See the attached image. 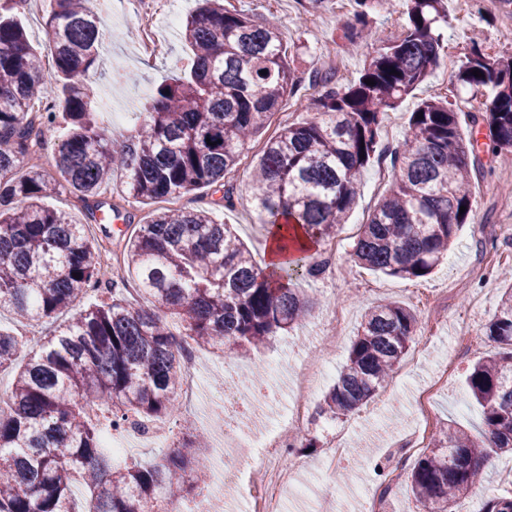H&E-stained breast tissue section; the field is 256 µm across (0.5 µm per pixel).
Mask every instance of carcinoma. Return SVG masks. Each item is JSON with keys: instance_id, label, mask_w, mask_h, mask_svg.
<instances>
[{"instance_id": "1", "label": "carcinoma", "mask_w": 512, "mask_h": 512, "mask_svg": "<svg viewBox=\"0 0 512 512\" xmlns=\"http://www.w3.org/2000/svg\"><path fill=\"white\" fill-rule=\"evenodd\" d=\"M350 2V39L376 38L370 13L389 10L391 0ZM23 4L0 0V312L48 328L35 347L0 329V370L13 372L0 406V512H76L77 483L91 493L94 512H168L196 490L191 475L207 459L188 449L205 447V436L195 431L153 462L123 466L112 465L104 445L106 433L125 425L180 421L186 367L167 318L198 347L246 356L305 320L309 302L291 282L318 271L302 252L268 274L230 225L214 219L213 207L233 205L225 177L244 146L287 99L315 113L268 137L251 176L260 223L283 225L289 249L299 247L297 224L316 242L335 235L354 211L358 175L375 156L390 158L391 187L360 225L352 257L387 276L425 278L473 211L472 180L486 172L481 153L493 163L512 157V57L474 41L453 75L478 101L472 124L485 129V150L461 132L459 108L442 97L411 112L402 142L386 155L379 138L388 112L439 64L446 0H406L401 36L380 41L346 84L291 69L275 23L224 0H198L184 28L190 66L154 89L136 129L117 140L93 88L98 48L114 34L92 0H54L46 19L61 82V97L49 103L41 97V55L16 14ZM59 117L66 132L56 143V175L24 167ZM116 178L137 201L224 188L221 200L161 210L128 236L125 266L149 305L131 301L126 279L102 267L84 225L45 205L60 187L88 202ZM417 324L399 302L368 308L317 414L336 418L372 399L404 360ZM485 336L490 351L465 377L482 427L473 435L446 426L433 436L409 476L421 512H456L492 456L512 450V287ZM483 512H512V496L491 497Z\"/></svg>"}]
</instances>
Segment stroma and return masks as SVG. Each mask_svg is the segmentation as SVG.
<instances>
[{"mask_svg":"<svg viewBox=\"0 0 512 512\" xmlns=\"http://www.w3.org/2000/svg\"><path fill=\"white\" fill-rule=\"evenodd\" d=\"M225 4L256 18L275 15L281 25L282 42L290 49L288 61L302 73L318 68L334 72L339 81H348L359 74L378 47L370 39L350 44L346 29L348 0H225ZM448 14V24L442 29L441 64L401 102L396 112L390 113L380 136L382 149H391L402 140L411 112L431 97L458 96L460 124L469 125L471 92L452 85L451 79L472 38H479L488 53L512 57V0H449ZM103 20L117 36L100 53L96 93L107 110L120 111L122 120L112 127L114 135L119 136L133 129L150 91L171 75L175 62L187 61L190 49L180 27L167 25L163 14L153 13L149 0H117ZM144 22L150 23L160 40L152 56L141 52L139 26ZM261 146L257 140L243 150L236 171L235 205L216 208L215 217L233 225L257 264L263 266L269 261V236L266 226L257 219L249 193V173ZM379 168V161H372L360 176L355 211L349 224L336 231L342 241L340 251L328 256L324 241L311 251L315 260H328L329 265L317 275L297 282L311 300L303 325L273 337L248 358L230 351L204 354L212 364L205 377L210 389L221 388L225 371L240 366L244 369L242 381L258 377L277 390L275 406L280 409L288 400L282 382L302 360L327 363L336 372L342 369L369 306L397 301L417 313L419 323L413 341L425 343V350L408 352L404 362L410 365V372H395L386 388L367 406L331 420L314 413L325 388L308 395L313 413L301 434L316 439L317 445L297 455L306 465L302 473L304 495L285 497L286 512H361L362 498L381 492L377 468L397 459L403 473H410L416 459L399 458L395 442L416 425L414 398L443 365H450L451 370L447 387L434 399L433 429L455 424L475 433L481 427V410L466 396L465 371L490 350L484 330L500 303L504 282L498 273L512 268V165L496 166L493 173L485 174L477 183L473 215L459 229L447 258L429 277L413 281L369 271L356 265L351 257L357 224L366 219L390 187L389 180H377ZM103 199L119 204L125 223L100 225L67 193L48 198L47 203L88 225L90 235L116 260L123 257L129 226L145 223L158 210L188 203L184 197L139 202L118 195L112 188L105 190ZM335 305L347 307L349 317L341 340L332 342L320 337L319 328L326 311ZM463 333L478 342L477 350L455 353L454 338ZM337 435L342 436L347 453L335 470H322L320 464Z\"/></svg>","mask_w":512,"mask_h":512,"instance_id":"35a3bbf8","label":"stroma"}]
</instances>
